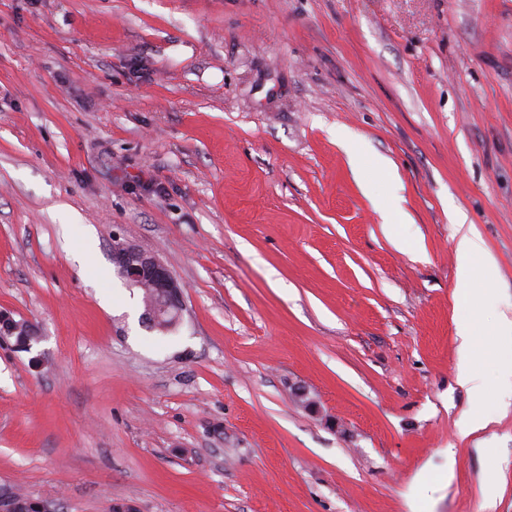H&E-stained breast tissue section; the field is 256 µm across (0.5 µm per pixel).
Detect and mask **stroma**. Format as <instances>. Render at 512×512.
<instances>
[{
    "label": "stroma",
    "instance_id": "stroma-1",
    "mask_svg": "<svg viewBox=\"0 0 512 512\" xmlns=\"http://www.w3.org/2000/svg\"><path fill=\"white\" fill-rule=\"evenodd\" d=\"M458 210L497 263L492 384L512 0H0V310L43 333L37 366L0 347V484L59 512H512V410L464 426ZM117 235L183 285L174 331ZM126 247L127 245L120 240V237L114 238L112 258L119 266V274L132 286H142L146 283L154 288L162 297H166V307L173 305L177 310V316H180L183 309L182 288L184 287L175 279L167 265L143 251L140 253V263L130 264L124 250ZM159 294L154 293L153 290L143 291L144 313L142 316L150 322L151 329L164 332L175 326L178 319L172 309L163 310L165 302ZM152 313H157L158 316L152 317Z\"/></svg>",
    "mask_w": 512,
    "mask_h": 512
}]
</instances>
